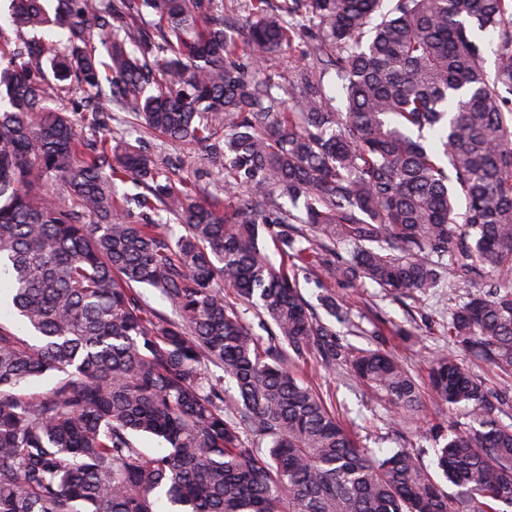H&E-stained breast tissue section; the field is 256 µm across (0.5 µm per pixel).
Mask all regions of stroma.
Listing matches in <instances>:
<instances>
[{
	"label": "stroma",
	"instance_id": "1",
	"mask_svg": "<svg viewBox=\"0 0 512 512\" xmlns=\"http://www.w3.org/2000/svg\"><path fill=\"white\" fill-rule=\"evenodd\" d=\"M128 140H142L147 151L162 162L182 160L184 186L192 192L206 190L223 195L222 170L197 163L196 146L170 144L127 123L117 126ZM308 300L328 294L348 309L350 325L336 324V339L357 348H378L397 358L416 381L419 407L403 426H396L391 405L374 397L355 378L349 367H330L318 358L297 362L298 378L323 396L328 408L362 446L382 456L396 448H417L426 466H433L434 448L449 421L461 414L436 402L428 388V370L432 362L454 347L448 341V312L441 302V291L416 300L397 298L373 283L353 285L341 279L320 283L302 281Z\"/></svg>",
	"mask_w": 512,
	"mask_h": 512
}]
</instances>
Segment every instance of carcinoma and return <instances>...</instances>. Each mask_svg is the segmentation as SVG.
<instances>
[{
    "label": "carcinoma",
    "instance_id": "obj_1",
    "mask_svg": "<svg viewBox=\"0 0 512 512\" xmlns=\"http://www.w3.org/2000/svg\"><path fill=\"white\" fill-rule=\"evenodd\" d=\"M251 2L235 19L223 0H57L52 13L11 0L0 302L30 337L0 324V512H157L163 498L166 512H506L512 426L470 362L446 356L429 373L437 402L467 408L436 449L452 499L417 449L359 446L285 358L345 362L397 422L413 417L412 376L336 344L298 274L396 296L446 275L448 337L512 375V0ZM310 23L307 63L286 83L259 77ZM43 27L66 32L45 62L27 36ZM477 30L497 35L492 72ZM327 78L341 82L336 107ZM98 96L197 145L224 168V198L181 192L138 143L86 137L106 127ZM127 183L140 192L119 194ZM50 372L63 377L26 391ZM138 434L165 451L146 455Z\"/></svg>",
    "mask_w": 512,
    "mask_h": 512
}]
</instances>
